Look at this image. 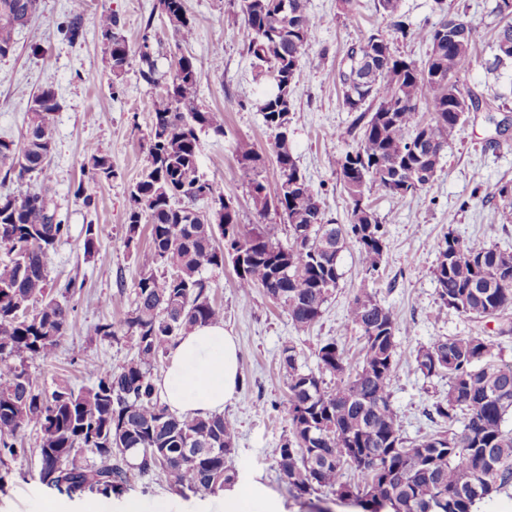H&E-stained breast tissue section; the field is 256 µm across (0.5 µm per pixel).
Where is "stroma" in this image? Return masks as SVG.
Segmentation results:
<instances>
[{
  "label": "stroma",
  "mask_w": 512,
  "mask_h": 512,
  "mask_svg": "<svg viewBox=\"0 0 512 512\" xmlns=\"http://www.w3.org/2000/svg\"><path fill=\"white\" fill-rule=\"evenodd\" d=\"M376 0H358L356 9L344 11L341 0H309L317 19L311 46L295 79L290 131L294 156L301 171L318 192L329 217L348 223L351 203L339 177L329 165L332 155L355 148L341 138L354 121L342 104L336 74L348 49L370 33L390 36V21L375 8ZM494 0H400L399 11L413 30L411 38L395 40L397 54L420 62L429 44L424 35L443 16V7L465 15L476 28L472 62L459 76L464 93L480 102L478 111L466 113L448 141L430 186L406 196L372 189L367 202L387 230L385 260L376 278H365L358 247L348 243L340 255L343 277L324 305V312L309 331L296 332L285 310L262 290L242 295L232 266L204 270L210 299L224 310V327L240 347L241 388L224 413L236 420L238 435L230 459L243 487L260 486L281 506L282 512H361L329 494L294 498L272 457L289 431L288 391L279 355L294 345L299 364L316 368L315 352L333 339L349 361L361 356L362 339L347 324V308L359 289H367L397 317V349L402 357L391 381V401L402 421L406 438L418 440L433 433L426 413L448 392L444 376L424 377L415 371L413 355L439 337L477 336L490 345L491 359L512 364V311L502 319L472 320L448 310L437 295L433 276L438 246L444 235L463 240L478 238L512 252V215L502 212L501 186L512 187V67L487 70L493 55L497 19ZM196 28L190 43L177 45L173 29L162 15L158 0H38L27 25L15 36L8 56L0 57V140L21 147L27 129L28 106L46 81H53L59 109L55 114L53 151L43 174L24 182L0 168V197L14 196L40 183L52 185L57 215L69 234L50 253L48 275L52 287L75 282L66 296L68 323L53 363L30 361L28 369L45 390L67 382L89 385L83 362L93 359L112 366L131 357L129 343L101 339L98 324L117 323L126 309L110 304L117 293L132 294L140 276L137 251L149 245L148 236L126 241V197L144 165V148L159 90L140 75L138 51L143 34H150L160 72L172 74L177 57L194 58L199 82V108L224 114V133L199 134V167L217 181L231 199L243 227L262 222L282 224L276 213L259 215L247 188L238 177L236 148L245 141L265 161L262 175L275 181L278 168L273 138L256 104L269 94L272 83L257 77L247 51L244 25L226 23L238 11L239 0H185ZM104 12L121 20L120 33L129 48L123 81L113 85L105 41L97 26ZM83 20V35L69 41L65 25L73 17ZM222 68H214L215 55ZM95 146L109 156L112 177L98 181L87 166L86 148ZM91 204H84V196ZM100 228V243L92 258H84L82 241L87 224ZM35 431L18 438L24 456L11 460L0 481V512H89L96 497L87 493L67 497L46 488L38 478ZM129 499L167 503L169 512H224L223 494L183 496L160 476L131 475L130 487L113 497L112 512H124Z\"/></svg>",
  "instance_id": "stroma-1"
}]
</instances>
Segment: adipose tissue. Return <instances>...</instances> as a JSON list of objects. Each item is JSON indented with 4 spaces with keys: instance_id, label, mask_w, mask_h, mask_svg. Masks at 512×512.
<instances>
[{
    "instance_id": "obj_1",
    "label": "adipose tissue",
    "mask_w": 512,
    "mask_h": 512,
    "mask_svg": "<svg viewBox=\"0 0 512 512\" xmlns=\"http://www.w3.org/2000/svg\"><path fill=\"white\" fill-rule=\"evenodd\" d=\"M241 381L236 339L216 322L195 326L174 341L156 385L172 413L206 417L223 411Z\"/></svg>"
}]
</instances>
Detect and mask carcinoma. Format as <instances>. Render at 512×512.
Wrapping results in <instances>:
<instances>
[{
	"label": "carcinoma",
	"mask_w": 512,
	"mask_h": 512,
	"mask_svg": "<svg viewBox=\"0 0 512 512\" xmlns=\"http://www.w3.org/2000/svg\"><path fill=\"white\" fill-rule=\"evenodd\" d=\"M178 40L194 39L195 27L184 0H160ZM405 38L409 24L398 14L399 0H377ZM37 9V0H0V57L14 48L18 27ZM499 18L489 69L512 64V0H496ZM249 31L248 52L255 66L272 79L275 92L258 106L273 137L278 178H262L263 159L238 146V172L260 213L272 209L285 217L288 241L274 238L264 224L241 229L233 202L221 187L199 173L197 131L224 135V114L197 106L198 76L193 58L180 57L177 70L153 102L146 160L140 179L126 198L127 242L140 235L149 217V246L137 253L140 278L125 318L100 323L96 335L131 344L134 355L118 367L84 363L91 385L78 390L59 385L41 390L26 362H51L63 336L68 309L49 291L48 259L67 235L56 218L55 193L45 183L35 192L0 199V465L23 449L18 434L36 431L39 480L53 468L46 487L68 496L85 491L103 496L123 493L130 473L164 474L181 494H215L235 482L229 464L238 434L234 419L221 413L178 416L161 401L154 369L168 346L198 324L218 322L224 310L212 303L202 271L231 262L237 287L245 295L263 290L288 313L297 331L318 322L328 297L342 278L340 254L353 241L362 271H379L386 249L385 225L371 208H361L372 187L397 196L426 188L461 115L453 100L462 94L460 73L471 62L473 27L467 34L448 30L443 19L427 34L430 51L422 64L395 55L383 41L389 60L374 67L367 60L376 34L351 46L336 79L343 105L357 112V146L336 155L333 166L351 202L350 222L337 224L326 211L293 156L289 114L293 82L316 26L309 0H241ZM120 20L106 12L98 27L106 41L108 63L120 78L129 47L119 33ZM140 77L158 82L149 37L139 48ZM427 99L432 116L418 120V104ZM375 103L367 111V102ZM58 102L48 80L31 101L23 148L0 143L6 174L23 181L41 173L53 149ZM100 177H112V164L98 149L86 151ZM410 173L403 192L393 181L397 170ZM203 202L207 210L197 204ZM220 233L224 245L216 243ZM99 227L88 224L84 256L94 255ZM437 293L448 309L469 319L496 318L512 309V253L496 246L463 241L449 233L433 269ZM347 322L364 341L362 360L350 366L333 340L316 350L317 370L298 364L295 347L286 345L280 366L288 388L289 435L272 450L290 493L302 497L328 489L362 512H477L478 504L512 489V364L486 361L490 347L475 336L436 339L416 350L415 367L424 376H448V395L427 411L438 426L419 440L403 436L391 403L390 383L400 361L394 313L375 296L359 290L347 309ZM330 379H325V376ZM463 424L461 431L453 423ZM192 455L183 454V449ZM362 476L353 483L348 472Z\"/></svg>",
	"instance_id": "1"
}]
</instances>
